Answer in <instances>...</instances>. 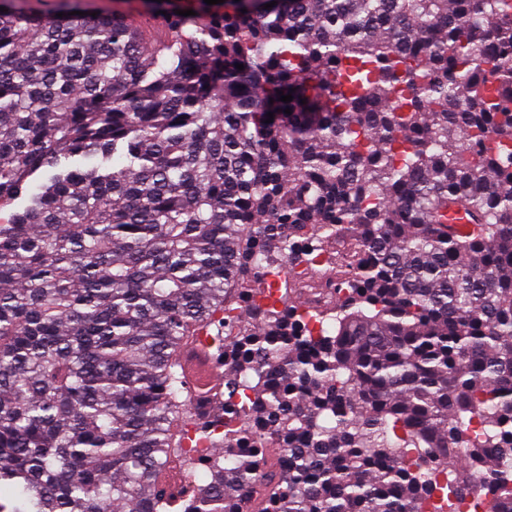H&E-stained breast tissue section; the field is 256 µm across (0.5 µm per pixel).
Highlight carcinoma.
I'll return each mask as SVG.
<instances>
[{"mask_svg": "<svg viewBox=\"0 0 512 512\" xmlns=\"http://www.w3.org/2000/svg\"><path fill=\"white\" fill-rule=\"evenodd\" d=\"M270 2L0 0V512H512V0ZM147 1L154 0H87L89 8L96 12L109 13L117 11L135 18V24L144 26L143 15L150 9ZM338 279H336V274H334L328 279H323L320 287L309 290V295L307 296L310 309L323 307L328 304V301L336 298V293L334 294L333 289L336 288ZM222 375L223 372L211 359L202 356L200 360L194 361L188 381L197 391L209 394L224 387Z\"/></svg>", "mask_w": 512, "mask_h": 512, "instance_id": "carcinoma-1", "label": "carcinoma"}]
</instances>
